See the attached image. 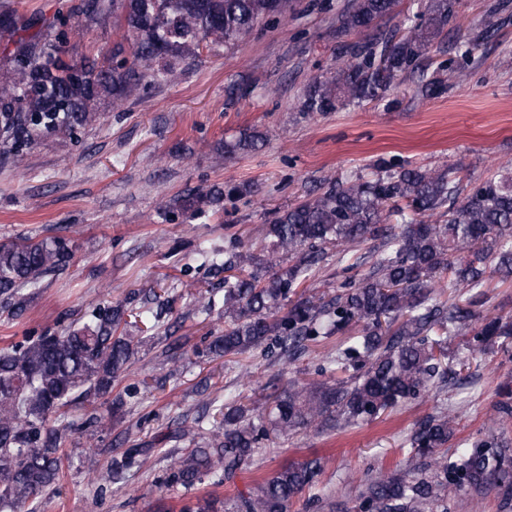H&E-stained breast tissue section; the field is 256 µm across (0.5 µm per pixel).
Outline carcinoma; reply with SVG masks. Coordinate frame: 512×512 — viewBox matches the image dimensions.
<instances>
[{"mask_svg": "<svg viewBox=\"0 0 512 512\" xmlns=\"http://www.w3.org/2000/svg\"><path fill=\"white\" fill-rule=\"evenodd\" d=\"M397 0H350L342 29L363 31L394 12ZM290 0H79L73 12L122 31L112 56L69 55L67 23L51 31L0 12V159L21 165L49 135L76 138L99 120V105L120 108L140 99L148 79L171 81L188 60L244 42L254 26L283 14ZM454 18L452 0H426L418 22L379 31L346 48L336 66L314 80L302 107L311 115L344 103L375 101L415 73L433 40ZM464 71L441 62L432 77L420 72V92L458 84ZM263 137L245 134L224 144V156L254 149ZM249 183L226 182L190 190L175 208L199 218L207 209L235 205ZM462 199L450 209L448 201ZM368 241L376 245L362 251ZM262 252L230 236L224 250L201 248L202 265L224 273V333L212 337L206 356L249 359L278 349L284 366L323 347L318 378L248 405L227 391L206 405L207 417L175 435L193 438L208 420L202 445L172 453L171 483L190 490L207 480L221 484L248 463L263 439L302 430L361 425L421 399L434 388L440 406L414 428L403 450L407 468L386 473L360 494L367 512H450L460 492L499 490L512 507V448L492 432L457 444L448 453L457 413L448 405L458 383L448 382V339L466 338L468 366L512 338L509 317L476 318L495 274L512 280V174L471 183L463 167H376L371 179L327 178L321 192L271 212L262 228ZM74 257L60 235L22 236L0 245V295L7 316L20 317L30 290L40 288ZM288 258V266L280 259ZM366 273L346 279L334 294L312 289L329 264ZM454 293H448V289ZM161 314L146 305L106 301L87 321L65 332L25 336L0 348V512H21L60 477L66 428L60 411L76 403L124 406L109 399L139 354L142 334ZM493 423L512 421V389L498 392ZM117 479L132 457L98 472ZM319 459L287 464L224 512H288L293 498L318 483Z\"/></svg>", "mask_w": 512, "mask_h": 512, "instance_id": "obj_1", "label": "carcinoma"}]
</instances>
